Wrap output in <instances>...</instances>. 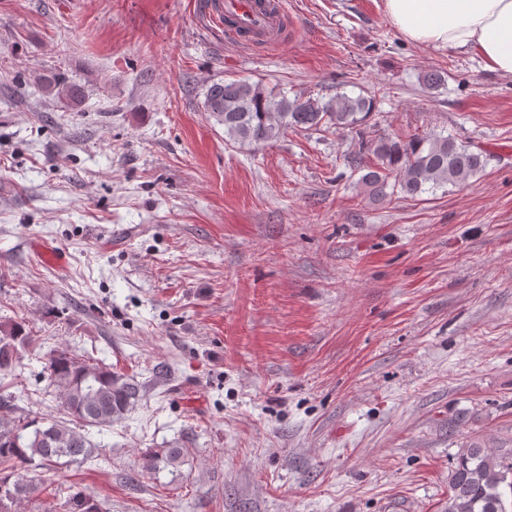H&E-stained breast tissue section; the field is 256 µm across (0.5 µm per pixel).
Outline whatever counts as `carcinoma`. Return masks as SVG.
Listing matches in <instances>:
<instances>
[{
  "mask_svg": "<svg viewBox=\"0 0 512 512\" xmlns=\"http://www.w3.org/2000/svg\"><path fill=\"white\" fill-rule=\"evenodd\" d=\"M53 89L68 105L81 102V89L60 78L52 79ZM202 107L219 125L224 136L241 145L277 140L286 131H320L334 127L359 138L358 151L347 158L362 172L360 183L370 194L387 195L390 175L394 187L405 195H419L448 184H461L485 166L482 153L462 145L449 135L428 132L409 139L379 137L364 140L365 130L377 101L373 96H350L336 92L328 100L320 97L289 98L281 88H264L248 79L212 82L203 89ZM372 155L369 162L365 156ZM34 338L25 325L14 324L0 338V374L14 375L23 368V353ZM47 387L59 391L62 408L69 420L54 416L30 417L18 406L4 407L0 415V512H15L21 500L39 492L35 480L18 473L40 460L43 466L86 463L93 460L100 445L83 432L87 427L112 424L123 417L140 396L138 385L112 371L93 357L80 358L68 346L51 351L44 366ZM179 448H165L145 459V468L161 465L176 468L181 463ZM448 505L444 512H512V456L498 454L483 440L460 448L448 475ZM69 512H102L90 495L73 494L67 501Z\"/></svg>",
  "mask_w": 512,
  "mask_h": 512,
  "instance_id": "carcinoma-1",
  "label": "carcinoma"
}]
</instances>
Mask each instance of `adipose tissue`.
<instances>
[{
  "mask_svg": "<svg viewBox=\"0 0 512 512\" xmlns=\"http://www.w3.org/2000/svg\"><path fill=\"white\" fill-rule=\"evenodd\" d=\"M396 30L419 45L472 49L512 74V0H384Z\"/></svg>",
  "mask_w": 512,
  "mask_h": 512,
  "instance_id": "ef3b65f1",
  "label": "adipose tissue"
}]
</instances>
